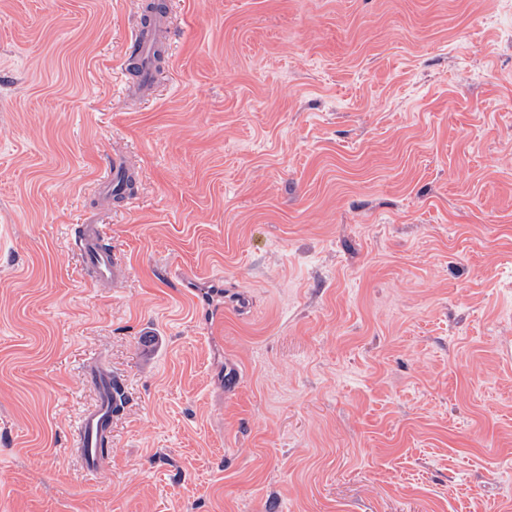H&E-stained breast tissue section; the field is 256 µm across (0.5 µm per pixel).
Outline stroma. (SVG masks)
<instances>
[{"label":"stroma","mask_w":512,"mask_h":512,"mask_svg":"<svg viewBox=\"0 0 512 512\" xmlns=\"http://www.w3.org/2000/svg\"><path fill=\"white\" fill-rule=\"evenodd\" d=\"M145 2L0 0V512H512V0ZM135 58L143 66V77L149 85L154 80V70L150 67V59L153 53V42L142 33L141 28L137 29L135 37ZM128 174L123 162L114 160L112 167H106L105 174L98 183L99 191L105 195L121 192ZM75 249L82 263L90 268L100 282H111L116 265L112 249L102 243V229L98 225L83 224L75 235ZM86 374H89L87 378L93 383L97 392V400L77 420L75 434L85 469L90 473L100 474L103 467L101 438L111 428L112 411L118 402L120 392L109 373L93 371V366H90L86 369Z\"/></svg>","instance_id":"1"}]
</instances>
